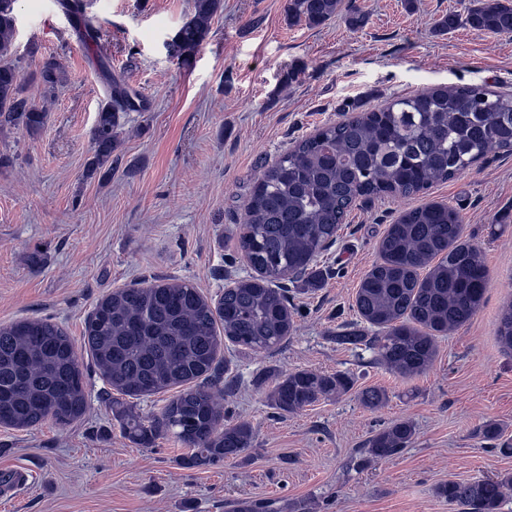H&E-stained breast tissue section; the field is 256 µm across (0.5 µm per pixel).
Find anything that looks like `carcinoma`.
Listing matches in <instances>:
<instances>
[{
    "instance_id": "1",
    "label": "carcinoma",
    "mask_w": 512,
    "mask_h": 512,
    "mask_svg": "<svg viewBox=\"0 0 512 512\" xmlns=\"http://www.w3.org/2000/svg\"><path fill=\"white\" fill-rule=\"evenodd\" d=\"M342 0H288L291 24L320 26L335 18ZM61 7L94 30L85 0H60ZM224 0H194L193 14L178 34L187 52L206 39ZM17 15L0 0V129L33 134L47 113L27 95L14 59ZM465 22L476 32L512 33V0H470ZM63 70L45 58L33 73L44 96L53 94ZM144 110L138 96L119 81L102 104L91 133L85 176L112 177L121 119ZM492 150L512 153V94L479 85H460L401 96L387 106L319 128L278 161L263 167L243 202L240 247L256 276L224 289L213 304L192 284L161 278L118 288L87 317L83 345L109 391L112 414L123 434L142 448L172 438L188 449L182 467H209L248 450L254 428L246 421L224 423V394L216 388L223 368L224 341L242 351L278 348L294 329L284 278L317 288L324 282L318 257L336 239L357 202L379 196L411 198L447 181ZM378 260L355 297L359 322L336 333V343L363 346L374 361L409 379L434 363L439 342L464 326L485 300L488 270L477 247L463 236L459 211L428 203L404 211L388 225ZM497 335L512 351V303L503 306ZM180 388L160 411L143 417L112 393L139 399ZM354 387L351 375L296 369L276 379L271 408L293 415ZM371 410L387 402L384 388L359 392ZM88 411L78 345L65 328L47 318L0 326V423L17 429L50 419L67 425ZM416 428L395 420L361 449L366 461L392 459L414 441ZM475 437L489 448L512 454V440L492 420ZM436 496L461 512H500L512 494V475L448 480Z\"/></svg>"
}]
</instances>
